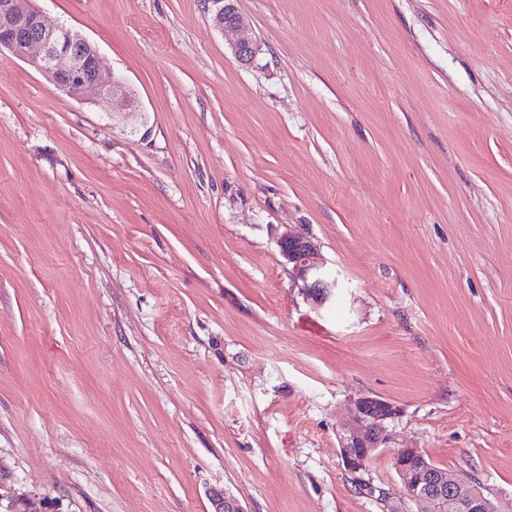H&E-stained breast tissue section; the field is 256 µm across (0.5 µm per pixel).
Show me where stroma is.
Here are the masks:
<instances>
[{
    "label": "stroma",
    "instance_id": "1",
    "mask_svg": "<svg viewBox=\"0 0 512 512\" xmlns=\"http://www.w3.org/2000/svg\"><path fill=\"white\" fill-rule=\"evenodd\" d=\"M41 7L136 107L0 51V512H404L403 448L512 507V0H237L248 65L212 0ZM212 3L216 6L212 15L214 26L222 31L230 29L235 32L233 54L242 64L250 63L259 50L258 44L251 27L239 13L236 0H212ZM278 247L286 262L292 265L294 281L307 301L323 308L336 300L339 279L325 267L307 235L287 230L279 237ZM389 402L370 397H359L347 408L348 424L340 438V455L349 471H365L372 453L387 442L388 420L396 415Z\"/></svg>",
    "mask_w": 512,
    "mask_h": 512
}]
</instances>
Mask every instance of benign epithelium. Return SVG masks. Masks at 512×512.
I'll use <instances>...</instances> for the list:
<instances>
[{"instance_id": "obj_1", "label": "benign epithelium", "mask_w": 512, "mask_h": 512, "mask_svg": "<svg viewBox=\"0 0 512 512\" xmlns=\"http://www.w3.org/2000/svg\"><path fill=\"white\" fill-rule=\"evenodd\" d=\"M39 0H0V49L9 50L44 72L55 86L80 96L89 89L130 106V98L120 92L119 82L102 69L96 48L76 29L66 24H46ZM216 9L214 26L235 32L232 47L235 58L250 63L258 52L254 33L239 13L236 0H212ZM280 253L292 265L294 281L313 306L323 308L336 300L340 282L329 271L310 238L287 230L278 239ZM348 424L340 438V455L349 471L367 469L372 453L387 442L388 420L396 415L389 402L359 397L347 408ZM394 468L403 483L407 502L420 512H499L495 499L484 494L470 478L441 471L425 459L417 448H404L394 458ZM212 512H245L239 502L224 494H210Z\"/></svg>"}]
</instances>
